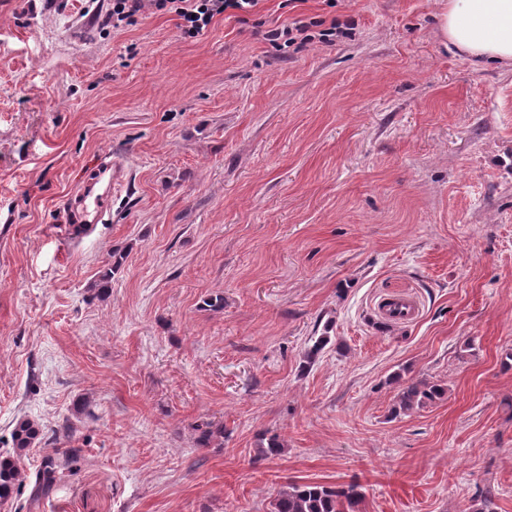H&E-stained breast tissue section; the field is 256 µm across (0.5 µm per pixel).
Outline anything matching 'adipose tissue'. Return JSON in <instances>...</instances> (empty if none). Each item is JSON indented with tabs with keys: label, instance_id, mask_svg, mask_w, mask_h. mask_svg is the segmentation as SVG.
<instances>
[{
	"label": "adipose tissue",
	"instance_id": "ef3b65f1",
	"mask_svg": "<svg viewBox=\"0 0 512 512\" xmlns=\"http://www.w3.org/2000/svg\"><path fill=\"white\" fill-rule=\"evenodd\" d=\"M440 38L476 60L512 62V0H448Z\"/></svg>",
	"mask_w": 512,
	"mask_h": 512
}]
</instances>
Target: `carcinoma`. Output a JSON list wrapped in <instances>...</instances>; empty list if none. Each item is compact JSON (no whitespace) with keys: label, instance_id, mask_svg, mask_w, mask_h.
I'll return each instance as SVG.
<instances>
[{"label":"carcinoma","instance_id":"cac0c4a2","mask_svg":"<svg viewBox=\"0 0 512 512\" xmlns=\"http://www.w3.org/2000/svg\"><path fill=\"white\" fill-rule=\"evenodd\" d=\"M332 329V322L329 321L318 336L308 340L303 367H309L330 343ZM444 394L445 388L439 384L408 382L397 395L398 411L410 413ZM42 433V426L32 419L22 417L15 422L12 429V452L0 454V502L11 500L30 483L33 484L32 500L37 501L52 492L63 470L73 472L78 469L82 449L66 448L46 456L36 472L31 474L25 471L20 466V459L36 446ZM282 450L283 443L279 435L272 434L266 438V444L258 448V455L262 458L275 457ZM362 499V485L356 480L336 485L294 482L277 493L271 512H356Z\"/></svg>","mask_w":512,"mask_h":512}]
</instances>
